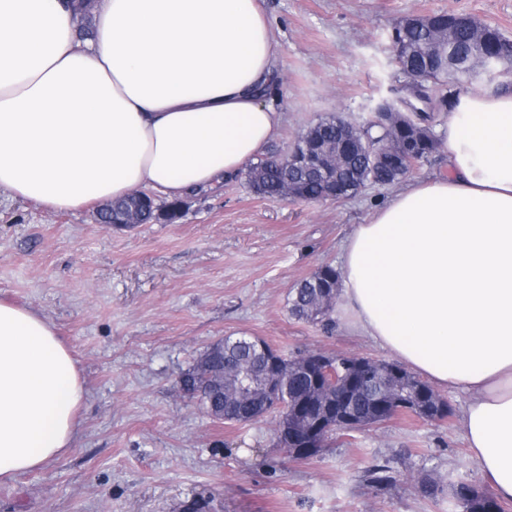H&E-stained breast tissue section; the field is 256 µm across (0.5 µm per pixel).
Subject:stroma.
<instances>
[{
  "mask_svg": "<svg viewBox=\"0 0 512 512\" xmlns=\"http://www.w3.org/2000/svg\"><path fill=\"white\" fill-rule=\"evenodd\" d=\"M278 40L269 101L284 115L265 156L286 152L308 125L369 119L372 100L400 88L391 32L408 15L465 14L512 39V0H260ZM391 187L319 202L258 198L243 175L185 194L174 223L112 227L91 204L71 211L0 194V297L44 312L86 379L74 448L0 485V512H448L424 480L480 486L460 421L464 396L442 390L450 416H399L338 432L295 459L268 413L220 423L189 402L178 379L232 332L286 355L323 351L387 360L342 309L331 330L288 313L292 288L338 266L353 225ZM394 481L378 487L372 465Z\"/></svg>",
  "mask_w": 512,
  "mask_h": 512,
  "instance_id": "35a3bbf8",
  "label": "stroma"
}]
</instances>
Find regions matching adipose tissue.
Wrapping results in <instances>:
<instances>
[{"instance_id":"ef3b65f1","label":"adipose tissue","mask_w":512,"mask_h":512,"mask_svg":"<svg viewBox=\"0 0 512 512\" xmlns=\"http://www.w3.org/2000/svg\"><path fill=\"white\" fill-rule=\"evenodd\" d=\"M259 0H0V190L57 211L144 188L214 187L256 160L282 112ZM448 172L401 185L341 246L354 328L465 397L481 478L512 501V90L460 89ZM85 381L51 320L0 299V483L73 448Z\"/></svg>"}]
</instances>
